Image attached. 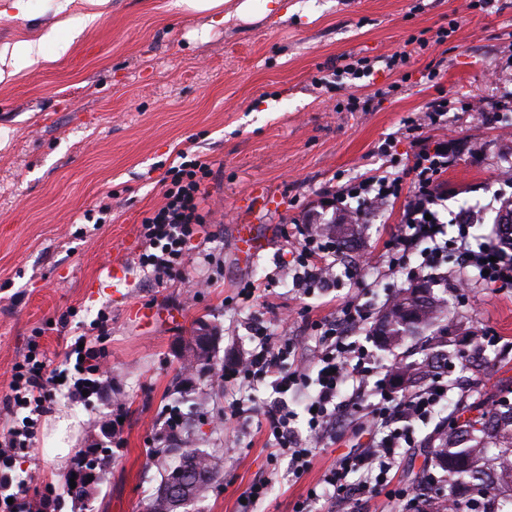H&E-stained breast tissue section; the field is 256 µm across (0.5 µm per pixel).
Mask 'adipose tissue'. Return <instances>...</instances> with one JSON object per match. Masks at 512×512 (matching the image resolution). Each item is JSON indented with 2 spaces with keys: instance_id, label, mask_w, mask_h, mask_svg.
Masks as SVG:
<instances>
[{
  "instance_id": "1",
  "label": "adipose tissue",
  "mask_w": 512,
  "mask_h": 512,
  "mask_svg": "<svg viewBox=\"0 0 512 512\" xmlns=\"http://www.w3.org/2000/svg\"><path fill=\"white\" fill-rule=\"evenodd\" d=\"M176 7L213 16L216 23H224L233 19L252 20L255 15H274L286 18L288 15L287 0H239L238 4H230L229 0H174ZM96 19L95 14L87 13L73 17L46 30L39 39L18 41L0 48V83L15 77L21 71L37 65L43 58L44 45H54L57 52H66L70 42L64 39V32L78 33Z\"/></svg>"
}]
</instances>
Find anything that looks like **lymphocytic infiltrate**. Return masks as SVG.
<instances>
[{"mask_svg": "<svg viewBox=\"0 0 512 512\" xmlns=\"http://www.w3.org/2000/svg\"><path fill=\"white\" fill-rule=\"evenodd\" d=\"M451 163L448 145L444 142L416 156L412 166L415 178L408 191L409 201L402 213L400 230L386 246L388 269L395 273L406 270L411 256L417 255L421 258L418 271L432 272L437 270L444 253L451 250L463 259L466 266L478 269L479 286L512 288V252L496 245H472L469 226L463 222L458 224L456 236H448L435 215L441 197V177ZM209 175L208 163L197 157L169 168L164 203L146 214L140 230L147 248L140 254L138 262L152 268L156 276L181 269L191 240L205 234L209 214L203 207L206 198L203 184ZM292 237L300 246L296 256L298 280L307 284L323 282L330 267L329 260L336 255L335 241L319 236L309 224L295 225ZM314 327L319 333L320 349L317 389L309 400L314 412L309 416L308 427L311 432L320 434L340 409L344 387L362 391L373 372V361L363 345L337 335L331 322L318 321ZM294 351L292 340L274 346L267 338H260L256 350L242 357L235 366L225 369L221 379L225 382H251L271 376L281 392H288L299 387L306 378L303 367L285 363L287 355ZM66 353L76 359L68 385L69 393L77 399L86 394H101L104 380L95 345L89 341L82 345L73 343L67 346ZM57 377L46 357L36 353L25 355L13 367L9 401L13 408L25 410L26 415L8 429L5 449L0 452V512H20V492L13 487L9 468L13 457L29 453L37 432L38 418L45 413L51 401ZM447 399V393L438 391L434 386L400 399L382 393L374 411L380 419L381 437H370L364 448L341 457L325 477L337 502H344L351 491H366V484L349 482V474L356 471L377 473L382 485L390 486V473L399 449L415 444L410 420L429 419L435 408ZM265 421V430L271 438V461L287 458L293 475L302 476L310 466L312 453L305 448L294 426V414L287 407L277 406L266 412Z\"/></svg>", "mask_w": 512, "mask_h": 512, "instance_id": "obj_1", "label": "lymphocytic infiltrate"}]
</instances>
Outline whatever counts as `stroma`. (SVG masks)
<instances>
[{"label": "stroma", "instance_id": "1", "mask_svg": "<svg viewBox=\"0 0 512 512\" xmlns=\"http://www.w3.org/2000/svg\"><path fill=\"white\" fill-rule=\"evenodd\" d=\"M170 2L108 0L65 54L47 46L46 63L0 83V434L17 420L8 385L31 346L62 369L68 344L96 338L110 371L104 391L83 401L56 388L30 453L11 463L12 477L31 501L57 488L55 512H144L163 477L156 450L169 445L164 415L177 409L194 447L224 457L221 476L188 512H293L312 489L320 493L313 512H410L383 490L340 507L324 493L326 474L390 385L394 356L376 348L370 325L357 333L376 366L365 397L339 410L322 439L311 436L303 412L314 382L281 394L269 377L220 391L213 378L262 336L275 345L295 340L297 361L313 368L316 320L335 317L350 298L379 312L411 286L406 274L387 273L385 261L406 196L343 246L359 269L351 279L335 267L333 288L296 286L285 234L296 224L350 222L362 202L339 192L354 181L391 171L410 186L415 155L446 135L459 149L442 177L443 221L472 214L475 242H500L499 215L512 200L500 175L512 169V134L501 133L494 117L512 116V0H498L492 12L483 0H288L287 19L221 25ZM90 9L89 0H28L26 14L0 17V46L38 39ZM423 39L436 48L420 49ZM396 53L406 61L385 69L383 58ZM344 57L373 60V74L354 83L338 76ZM431 70L439 81H427ZM323 76L329 84L317 85ZM441 96L448 114L420 139L406 134L404 119L422 117ZM183 151L212 169L205 182L211 222L184 269L160 280L136 259L141 220L163 204V179ZM259 187L273 206L258 213L248 202ZM244 222L262 225L267 239L246 266L233 245V227ZM126 241L135 254L112 276L106 267ZM156 304L181 309L184 324L146 330L129 315L130 306ZM456 311L449 343L488 331L512 350V288L474 289ZM205 325L218 339L213 372L201 376L184 363ZM277 398L313 452L299 478L287 460L270 463L259 428ZM433 427L415 422L417 444L393 468L397 484L413 488ZM60 445L66 456L55 455ZM92 448L111 456L76 501L60 487L74 459ZM263 478L267 497L244 505L249 485Z\"/></svg>", "mask_w": 512, "mask_h": 512}]
</instances>
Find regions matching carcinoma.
Wrapping results in <instances>:
<instances>
[{"label": "carcinoma", "mask_w": 512, "mask_h": 512, "mask_svg": "<svg viewBox=\"0 0 512 512\" xmlns=\"http://www.w3.org/2000/svg\"><path fill=\"white\" fill-rule=\"evenodd\" d=\"M324 236L347 243L360 230L353 224H323ZM453 320L447 303L438 299L432 289L415 295V289L402 291L391 304L379 311L372 335L378 346L386 351L400 349L413 342L418 345L421 358L402 362L395 371L405 378L402 391L412 394L448 368L455 358L461 368L471 373L469 387L454 403L448 417L443 419L427 438L431 443L432 463L414 478L423 490L416 512H512V380L501 381L497 399L488 408L480 400L469 401V395L482 394L481 375L495 361L484 345L475 342L471 348L448 350V322ZM107 448L91 452L93 458L85 461L83 477L70 486L65 479L67 493L81 498L85 494L92 471H101L102 456ZM180 457L191 461L193 469L185 472L183 481L190 486L183 503L206 497L222 467V459L208 458L195 449H184ZM176 465H168L162 485L150 498L146 512H170V503L164 496Z\"/></svg>", "instance_id": "cac0c4a2"}]
</instances>
